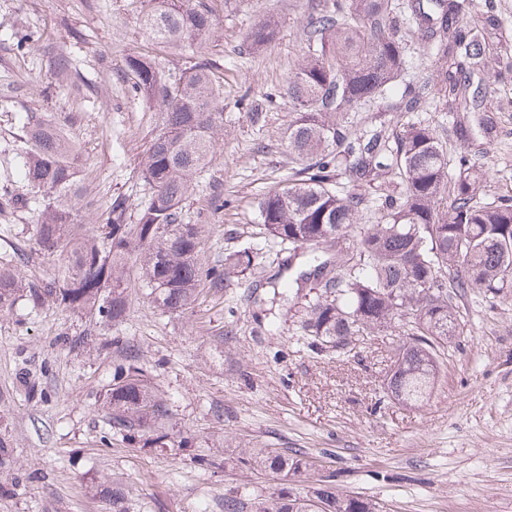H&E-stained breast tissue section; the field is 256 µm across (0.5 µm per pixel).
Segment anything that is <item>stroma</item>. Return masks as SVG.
<instances>
[{
  "mask_svg": "<svg viewBox=\"0 0 512 512\" xmlns=\"http://www.w3.org/2000/svg\"><path fill=\"white\" fill-rule=\"evenodd\" d=\"M317 2L217 0V33L202 49L224 66V128L213 163L183 203L184 218L201 227L203 267L247 247L260 264L223 289L201 284L195 302L174 313L154 308L136 284V266L127 265L126 317L115 326L24 299L0 309V442L8 451L0 512H112L116 483L131 512H224L230 491L303 493L328 475L337 490L376 501L381 512H512V291L455 297L459 334L438 350L435 385L420 408L380 389L401 336H357L341 356L300 339L307 302L322 286L299 280L303 260L268 237L256 203L294 166L284 132L295 106L286 88ZM141 8V0H0V152L18 148L22 119H55L79 147L86 222L119 195L136 216L149 195L139 165L158 112L133 91L127 57L155 58L171 76L194 62L153 45L139 25ZM472 10L492 11L501 24L497 52L471 74L493 119L490 133L457 140L441 98L409 114L390 97L346 118L388 136L407 121H431L449 153L469 154L482 171L480 191L492 201L512 196V0H473ZM267 16L274 39L244 51L246 34ZM31 31L38 42L17 51ZM397 36L406 80L435 82L436 62L407 13L398 15ZM337 181L364 199L342 239L351 252L377 220L379 190L342 173ZM0 258L25 283L48 279L59 264L36 244L33 210L5 205ZM279 276L295 283L284 301L270 286ZM116 336L122 345H113ZM128 345L170 408L167 430L185 448L113 435L102 398ZM242 448L299 449L314 465L291 477L223 467Z\"/></svg>",
  "mask_w": 512,
  "mask_h": 512,
  "instance_id": "1",
  "label": "stroma"
}]
</instances>
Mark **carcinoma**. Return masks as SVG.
<instances>
[{"instance_id": "obj_1", "label": "carcinoma", "mask_w": 512, "mask_h": 512, "mask_svg": "<svg viewBox=\"0 0 512 512\" xmlns=\"http://www.w3.org/2000/svg\"><path fill=\"white\" fill-rule=\"evenodd\" d=\"M470 0H409L407 8L424 28L426 41L442 62L441 82L457 108L466 109L471 70L483 63L487 36L498 29L489 15L483 23L460 25ZM395 0H322L305 18L308 55L288 82L286 94L297 106L288 126V149L296 167L288 181L259 199L258 219L281 244L302 249L309 271L322 277L329 251L359 221L362 197L336 185L342 171L356 182L383 177L380 216L361 237L356 253L336 254L344 276L329 279L309 305L303 324L313 346L338 354L353 337L406 326L407 340L383 380V393L409 406H422L437 375L436 348L457 333L453 297L477 288L498 294L512 288V198L484 201L482 173L465 155L452 157L434 128L409 122L393 140L380 133L358 134L339 121L355 106L382 100L407 69L395 36ZM212 0H147L140 23L151 41L182 49L206 41L215 27ZM275 27L255 24L246 47L269 42ZM127 68L142 98L159 107L161 127L150 144L140 179L151 194L135 225L128 224L126 199L116 197L98 233L76 230L83 197L75 160L78 149L56 123L42 119L23 126V147L13 168L25 193L5 202L36 209V243L61 260L49 280L20 284L0 261V308L20 296L32 306L53 303L95 312L119 324L126 315L125 264L139 262L142 284L163 312L191 304L198 283L222 288L238 269L252 265L248 249L225 256L205 269L198 263L200 230L186 224L183 201L194 176L217 153L224 94L221 65L200 59L174 80L142 54ZM112 431L162 446L169 433L166 401L136 356L115 367L112 388L103 398ZM256 471L295 474L310 466L298 449L243 448L231 460ZM224 512H379L371 500L336 492L327 479L303 495L282 489L267 493L233 491Z\"/></svg>"}]
</instances>
